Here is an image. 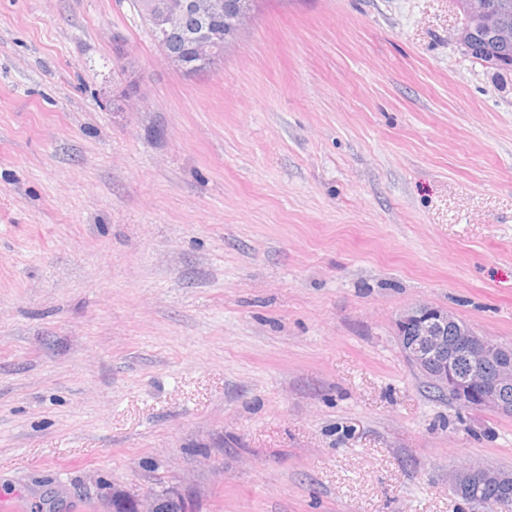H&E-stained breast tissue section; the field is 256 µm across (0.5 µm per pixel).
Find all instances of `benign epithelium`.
I'll return each instance as SVG.
<instances>
[{
  "mask_svg": "<svg viewBox=\"0 0 512 512\" xmlns=\"http://www.w3.org/2000/svg\"><path fill=\"white\" fill-rule=\"evenodd\" d=\"M257 0H243L233 13L225 12L224 0H140L152 24V34L162 44L172 35H181L189 43L188 56H170L168 60L185 72L214 65L227 45L250 21ZM461 24L453 35L455 43L468 49L475 31L490 26L488 0H457ZM194 14L200 26L184 30L188 14ZM500 23L494 36L508 40L512 33V6L500 5ZM224 15V30L210 26L212 18ZM457 327L458 339L448 342L445 330ZM400 348L410 365L428 382L441 389L459 407L487 410L497 415H512V348L475 332L448 310L421 303L404 311L397 319ZM512 480L505 473L486 467L464 465L452 478L455 495L468 504L479 503L484 484ZM135 512H162V501L153 493L132 497Z\"/></svg>",
  "mask_w": 512,
  "mask_h": 512,
  "instance_id": "obj_1",
  "label": "benign epithelium"
}]
</instances>
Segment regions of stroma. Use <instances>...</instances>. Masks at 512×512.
Segmentation results:
<instances>
[{"mask_svg": "<svg viewBox=\"0 0 512 512\" xmlns=\"http://www.w3.org/2000/svg\"><path fill=\"white\" fill-rule=\"evenodd\" d=\"M454 0H261L216 67L137 0H0V512H472L512 417L429 389V303L512 347V77ZM512 480V476L486 467L469 465L457 469L452 478V489L462 501L472 505L480 504L479 490L484 484L503 483ZM158 495L161 499L156 496ZM148 493L145 495L133 496L132 500L135 504L136 512H182L184 511L183 503L173 499L170 496V489L156 491V493ZM163 505V507H162ZM163 508V511H162Z\"/></svg>", "mask_w": 512, "mask_h": 512, "instance_id": "stroma-1", "label": "stroma"}]
</instances>
